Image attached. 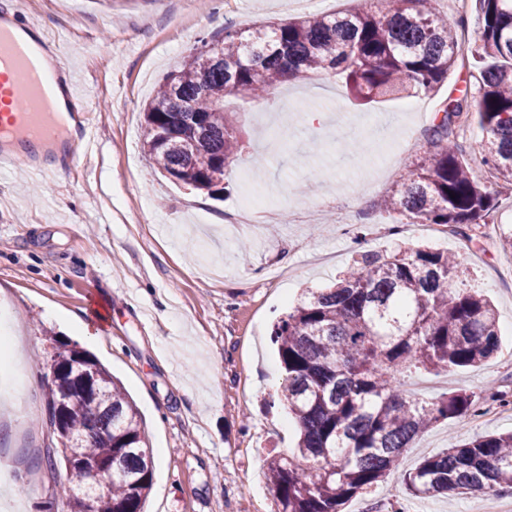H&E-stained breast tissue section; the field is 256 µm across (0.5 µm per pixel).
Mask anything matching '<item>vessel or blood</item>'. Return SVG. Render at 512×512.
<instances>
[{"instance_id": "b4317fda", "label": "vessel or blood", "mask_w": 512, "mask_h": 512, "mask_svg": "<svg viewBox=\"0 0 512 512\" xmlns=\"http://www.w3.org/2000/svg\"><path fill=\"white\" fill-rule=\"evenodd\" d=\"M87 97L65 51L14 8L0 9V170L45 148L69 162L92 149Z\"/></svg>"}]
</instances>
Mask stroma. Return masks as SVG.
I'll use <instances>...</instances> for the list:
<instances>
[{"label": "stroma", "instance_id": "obj_1", "mask_svg": "<svg viewBox=\"0 0 512 512\" xmlns=\"http://www.w3.org/2000/svg\"><path fill=\"white\" fill-rule=\"evenodd\" d=\"M73 53L72 66L97 127V144L73 166L33 179L26 162L0 174V314L21 341L0 368L11 409L0 410V461L16 464L21 512L60 494L47 471L30 479L36 455L55 440L46 404L47 362L57 343L88 351L134 398L155 469L143 512H277L264 471L294 453L297 430L279 401L285 374L272 329L301 289L330 284L365 228L364 249H448L473 268L497 306L500 349L476 368L416 374L425 395L486 392L512 379V251L493 237L445 233L436 224L396 233L380 195L423 155L405 148L413 126L429 127L448 92L472 87L454 69L438 92L358 101L333 72L278 85L273 108L231 98L243 137L215 200L154 173L143 153L142 110L162 77L200 39L291 17L285 0H13ZM326 114L325 123L311 121ZM369 122L367 151L348 153L340 128ZM268 195L258 224H228L248 184ZM324 207L311 224L294 212L309 197ZM512 431V411L443 421L403 457L410 469L450 442Z\"/></svg>", "mask_w": 512, "mask_h": 512}]
</instances>
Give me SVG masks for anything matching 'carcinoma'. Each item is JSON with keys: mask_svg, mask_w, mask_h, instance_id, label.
Masks as SVG:
<instances>
[{"mask_svg": "<svg viewBox=\"0 0 512 512\" xmlns=\"http://www.w3.org/2000/svg\"><path fill=\"white\" fill-rule=\"evenodd\" d=\"M427 0H376L374 11L303 16L202 41L166 73L146 104L144 148L153 169L210 195L226 189L242 149L224 112L232 95L268 98L294 71L332 70L363 101L438 90L461 53L458 27L434 19ZM479 36L470 48L474 91L441 99L425 131L428 149L381 196L388 213L467 236L498 208L476 180L460 139L476 124L482 163L512 184V0H472ZM286 373L280 401L294 419L298 453L268 460L278 512H341L391 472L405 496L388 512L446 492L512 490V433L476 436L401 471L403 453L435 423L482 410L473 392L413 398L402 376L487 361L498 320L473 273L432 247L355 250L336 282L305 288L272 330ZM53 433L62 442L33 460L65 469L66 512H141L154 459L138 410L120 382L85 350L57 347L46 384ZM110 474L100 487L92 467Z\"/></svg>", "mask_w": 512, "mask_h": 512, "instance_id": "cac0c4a2", "label": "carcinoma"}]
</instances>
